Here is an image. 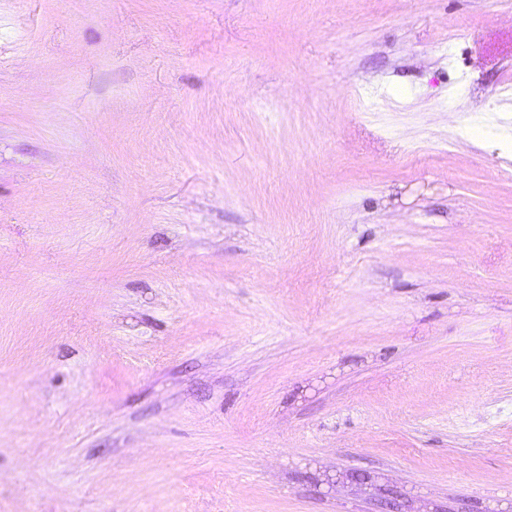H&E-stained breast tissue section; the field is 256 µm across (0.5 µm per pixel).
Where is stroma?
Returning <instances> with one entry per match:
<instances>
[{
    "label": "stroma",
    "instance_id": "1",
    "mask_svg": "<svg viewBox=\"0 0 512 512\" xmlns=\"http://www.w3.org/2000/svg\"><path fill=\"white\" fill-rule=\"evenodd\" d=\"M0 512H512V0H0Z\"/></svg>",
    "mask_w": 512,
    "mask_h": 512
}]
</instances>
